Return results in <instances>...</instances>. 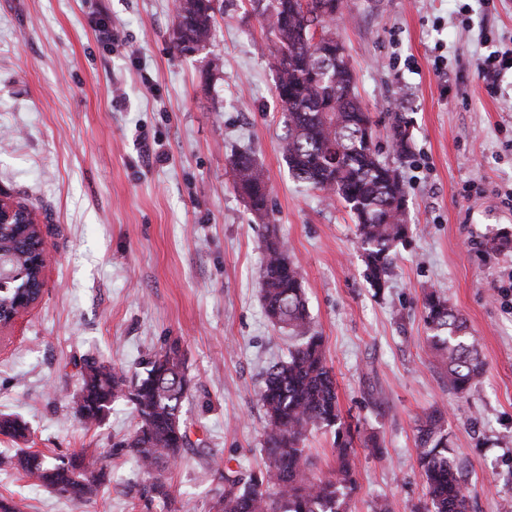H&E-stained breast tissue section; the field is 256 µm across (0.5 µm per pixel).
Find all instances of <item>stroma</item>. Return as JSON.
Here are the masks:
<instances>
[{
	"instance_id": "1",
	"label": "stroma",
	"mask_w": 512,
	"mask_h": 512,
	"mask_svg": "<svg viewBox=\"0 0 512 512\" xmlns=\"http://www.w3.org/2000/svg\"><path fill=\"white\" fill-rule=\"evenodd\" d=\"M219 4L212 40L183 53L174 0H0V189L40 208L49 257L40 299L0 338V414L30 431L21 444L0 437V451L108 458L94 502L14 471H0V496L20 512H166L161 499L135 496V457L112 454L133 428L131 404L115 402L87 425L73 398L86 358L127 369L174 340L192 379L181 419L206 447L166 472L168 490L183 512H207L218 465L256 466L257 394L290 343L262 300L273 233L301 274L354 431L351 512H374L383 498L392 512H417V425L435 407L470 512H500L512 495V249L485 243L512 235L499 196L512 187V72L491 88L475 60L512 49V0H344L336 31L381 152L396 116L411 120L400 172L412 230L380 294L348 209L288 169L262 18L247 0ZM99 17L112 25V46L97 37ZM242 151L264 169L269 223L233 186ZM430 287L479 342L485 376L469 393L449 390L426 342Z\"/></svg>"
}]
</instances>
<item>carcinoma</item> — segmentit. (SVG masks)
Returning <instances> with one entry per match:
<instances>
[{"instance_id":"obj_1","label":"carcinoma","mask_w":512,"mask_h":512,"mask_svg":"<svg viewBox=\"0 0 512 512\" xmlns=\"http://www.w3.org/2000/svg\"><path fill=\"white\" fill-rule=\"evenodd\" d=\"M217 0H181L176 11V48L191 51L206 45L216 25ZM268 21L273 35L271 66L288 133L281 149L294 177L340 202L355 218L356 235L371 286L380 292L393 274L395 249L408 237L407 199L399 167L381 158L374 143L370 114L356 90L345 47L336 36V15L320 11L321 0H248ZM320 40H315V37ZM403 115L396 117L391 144L402 157L408 149ZM234 188L252 214L270 223L268 185L262 166L247 152L235 155ZM41 239L25 224H0V252L9 267L26 271L40 288V269L33 253ZM261 288L271 323L286 328L295 339L288 359L273 365L258 393L264 410L262 466L243 471L229 466L215 470L218 492L208 512H350L357 489V462L351 427L343 421L336 379L328 365L323 337L310 317L302 279L288 258L283 241L265 240ZM23 297L0 292V316L9 318ZM423 319L429 347L448 378V388L465 394L485 372L478 344L468 325L439 291L424 290ZM191 383L185 354L174 341L152 354L143 371L109 367L94 358L84 361L82 386L75 396V414L96 424L124 399L134 405L136 424L112 444L126 448L139 463L144 497L158 496L177 512L163 474L193 447L181 421V409ZM335 430L337 468L331 477L312 474L307 436L316 428ZM0 435L13 441L27 436L24 422L0 416ZM419 465L425 482L423 512H469L461 470L448 444L444 413L434 408L416 436ZM17 469L60 497L91 502L104 484L101 457L85 450L57 457L19 450L0 457V468Z\"/></svg>"}]
</instances>
